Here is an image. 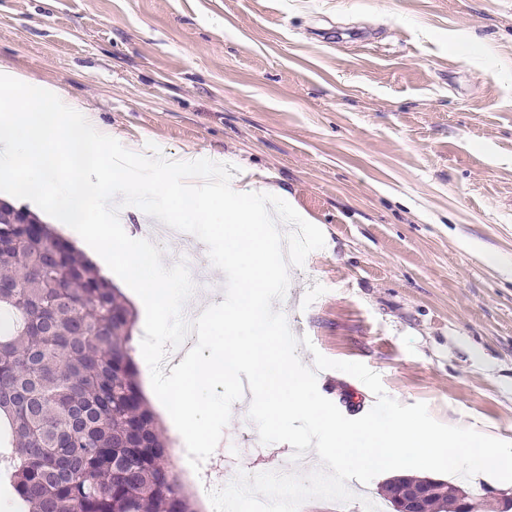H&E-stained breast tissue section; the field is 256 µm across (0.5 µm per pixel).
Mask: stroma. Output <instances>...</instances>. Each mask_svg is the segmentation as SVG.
<instances>
[{"mask_svg": "<svg viewBox=\"0 0 512 512\" xmlns=\"http://www.w3.org/2000/svg\"><path fill=\"white\" fill-rule=\"evenodd\" d=\"M0 65L61 85L127 149L219 158L324 233L275 302L314 352L512 442V0H0ZM351 419L374 394L337 370ZM249 398L220 472L290 467ZM389 473L348 504L393 512Z\"/></svg>", "mask_w": 512, "mask_h": 512, "instance_id": "stroma-1", "label": "stroma"}]
</instances>
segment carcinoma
I'll return each instance as SVG.
<instances>
[{
  "label": "carcinoma",
  "instance_id": "carcinoma-1",
  "mask_svg": "<svg viewBox=\"0 0 512 512\" xmlns=\"http://www.w3.org/2000/svg\"><path fill=\"white\" fill-rule=\"evenodd\" d=\"M0 205L3 456L28 512H195L138 381L121 292L46 224ZM428 501L458 512L452 490Z\"/></svg>",
  "mask_w": 512,
  "mask_h": 512
}]
</instances>
